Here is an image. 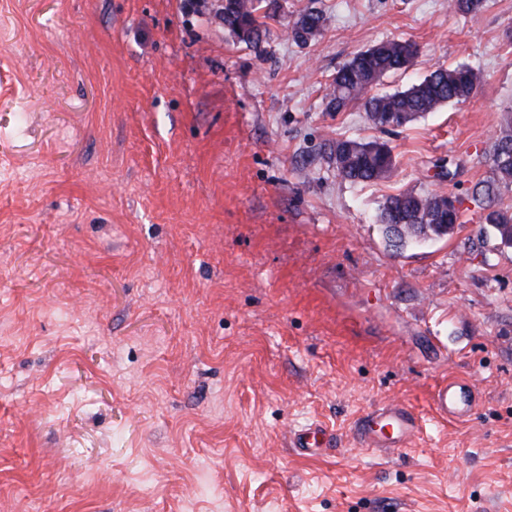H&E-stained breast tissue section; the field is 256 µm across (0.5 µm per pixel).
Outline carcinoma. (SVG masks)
I'll return each instance as SVG.
<instances>
[{
  "label": "carcinoma",
  "mask_w": 512,
  "mask_h": 512,
  "mask_svg": "<svg viewBox=\"0 0 512 512\" xmlns=\"http://www.w3.org/2000/svg\"><path fill=\"white\" fill-rule=\"evenodd\" d=\"M484 0H448V8L457 13L480 11ZM279 0H217L215 14L247 48L257 56L269 54L266 44L269 25L281 17ZM325 17L310 8L288 23V39L306 45L324 29ZM419 55L418 46L409 40L388 39L355 53L334 75L325 95L326 111L341 112L352 104L363 106L368 121L387 132L405 127V116L421 117L445 105L470 100L484 81L478 69L467 65L439 66L423 80L393 93L379 94L371 85L376 75L382 77L412 67ZM512 150V116L500 128L490 154V175L477 181L469 200L485 211L484 222L495 240L512 246V212L497 207L501 190L512 187V159L504 150ZM327 159L338 176L351 184L377 183L387 179L396 168V156L388 142L380 139L358 140L338 136L327 143ZM437 192L405 191L386 198L379 206L380 224H397L407 220L404 228L406 245L423 238H442L453 233L461 223L463 210L439 209Z\"/></svg>",
  "instance_id": "cac0c4a2"
}]
</instances>
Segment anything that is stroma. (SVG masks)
I'll return each instance as SVG.
<instances>
[{"instance_id": "1", "label": "stroma", "mask_w": 512, "mask_h": 512, "mask_svg": "<svg viewBox=\"0 0 512 512\" xmlns=\"http://www.w3.org/2000/svg\"><path fill=\"white\" fill-rule=\"evenodd\" d=\"M281 2L261 59L215 0H0V512H512V248L474 206L400 251L375 222L489 176L512 0ZM311 8L322 34L289 41ZM393 37L419 57L381 90L465 63L478 93L383 134L326 111ZM340 135L388 141L389 179L342 181ZM443 379L473 385L468 420L434 419ZM390 403L421 436L363 447ZM314 421L331 446L300 455Z\"/></svg>"}]
</instances>
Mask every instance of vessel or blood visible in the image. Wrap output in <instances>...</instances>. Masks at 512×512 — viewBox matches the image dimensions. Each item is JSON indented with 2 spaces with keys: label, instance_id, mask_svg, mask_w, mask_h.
Returning <instances> with one entry per match:
<instances>
[{
  "label": "vessel or blood",
  "instance_id": "1",
  "mask_svg": "<svg viewBox=\"0 0 512 512\" xmlns=\"http://www.w3.org/2000/svg\"><path fill=\"white\" fill-rule=\"evenodd\" d=\"M477 394L465 381L452 380L437 384L432 393L433 408L441 419L464 420L471 416ZM421 430V420L413 411L391 404L368 413L356 426L360 443L367 448L389 451L414 442ZM331 438L326 429L312 423L298 429L292 445L299 452L310 453L329 446Z\"/></svg>",
  "mask_w": 512,
  "mask_h": 512
}]
</instances>
